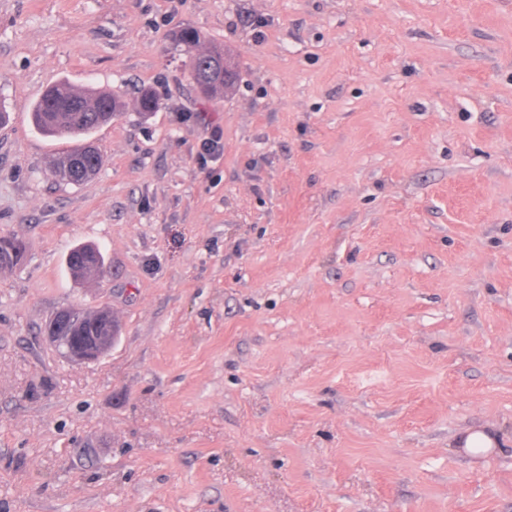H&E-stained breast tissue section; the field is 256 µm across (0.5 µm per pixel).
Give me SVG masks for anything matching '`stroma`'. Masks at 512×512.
Masks as SVG:
<instances>
[{"label": "stroma", "mask_w": 512, "mask_h": 512, "mask_svg": "<svg viewBox=\"0 0 512 512\" xmlns=\"http://www.w3.org/2000/svg\"><path fill=\"white\" fill-rule=\"evenodd\" d=\"M60 80L126 103L80 184ZM0 101V512H512V0H0ZM102 308L98 361L43 334ZM178 45L187 47L190 54V71L192 78L198 86L199 77L204 76L205 81L211 84L208 98L223 97L232 94L240 80V70L233 58V54L222 46L207 45L201 47V35L197 30L184 29L175 37ZM221 55L225 63L224 78L218 77V71L211 70V55ZM206 65V67H203ZM26 245L16 236H0V268L20 265L25 258ZM67 261L70 270L81 277L99 276L104 266L103 256L94 246H80L72 249ZM68 312L69 310L62 309L51 318L53 335L48 336L49 342L59 353L72 362L97 361L104 351L109 350L111 344L119 336V330L115 336H112V315L104 310H95L94 317L102 325L104 333L102 336H92L88 342L79 343L76 341V336H63V332L69 327L71 319ZM458 441L463 448H468L475 454L486 451L496 444L495 439L482 429L467 430Z\"/></svg>", "instance_id": "1"}]
</instances>
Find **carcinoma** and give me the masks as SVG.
Segmentation results:
<instances>
[{"label": "carcinoma", "instance_id": "1", "mask_svg": "<svg viewBox=\"0 0 512 512\" xmlns=\"http://www.w3.org/2000/svg\"><path fill=\"white\" fill-rule=\"evenodd\" d=\"M177 44L190 52V71L194 82L199 77L211 84L207 97H223L233 93L240 80V70L233 54L222 46H201V35L194 29H184L175 37ZM122 102L105 91L78 92L67 81L51 85L32 108V120L42 133L73 141L61 156L51 164V175L62 182H71V160L84 155L85 164L95 173L102 159L99 153L83 154L89 144L88 136L103 123L120 115ZM26 245L16 236H0V268L20 265L25 258ZM70 270L81 277L99 275L104 266L100 250L94 246H80L68 255Z\"/></svg>", "mask_w": 512, "mask_h": 512}]
</instances>
